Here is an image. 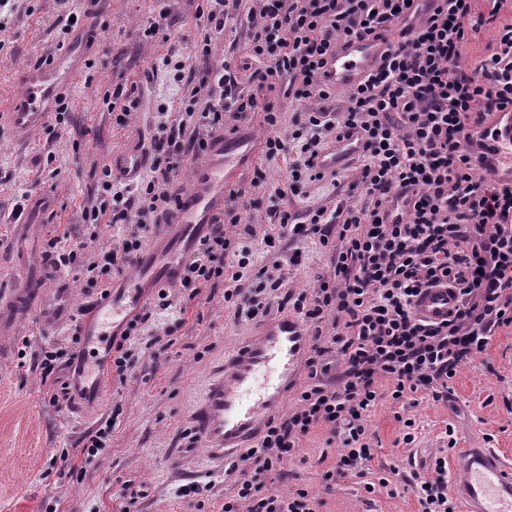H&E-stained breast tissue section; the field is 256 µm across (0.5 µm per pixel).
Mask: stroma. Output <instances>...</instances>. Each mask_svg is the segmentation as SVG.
Instances as JSON below:
<instances>
[{"instance_id":"35a3bbf8","label":"stroma","mask_w":512,"mask_h":512,"mask_svg":"<svg viewBox=\"0 0 512 512\" xmlns=\"http://www.w3.org/2000/svg\"><path fill=\"white\" fill-rule=\"evenodd\" d=\"M249 8L242 0L216 39L245 95L252 91L243 67L249 55ZM86 9L85 0H17L14 12L0 14V101L17 97L25 71L57 44L70 42L55 20L72 12L84 15ZM162 14L167 28L145 36ZM94 26L93 42L76 47L87 67L63 92L64 123L49 121L20 138L0 121V294L20 285L13 249L17 207L40 192L52 196L54 207L42 218L41 252H48L63 231L76 242L88 236L93 227L83 223L81 211L102 164L129 138L150 137L157 106L180 112L183 88L164 60L173 53L194 55L208 23L189 0H101ZM119 87L132 93L123 126L106 104L107 94ZM288 167V159L261 155L241 175L235 208L253 229L244 239L253 257L241 287H252L262 267L278 262L281 294H298L330 264L329 249L316 237H278L273 211L280 207L298 214L317 204L336 209L348 200L351 172L339 170L332 183L302 182L294 188L287 182ZM269 234L276 238L271 247L263 242ZM224 291L221 279L190 289L177 286L171 308L149 291L144 308L152 317L131 347V374L121 383L102 369L104 397L91 414L68 401L50 402L72 375L61 353L71 330L47 327L36 316L20 324L11 348L22 349V339H29L27 354L0 365V512H224L234 480L199 475L202 449L189 426L196 392L223 364L225 352L257 326L225 302ZM44 350L58 353L48 376L40 366ZM404 416L417 426L410 445L400 442ZM368 425L374 451L362 476L325 481L340 448L322 425L303 438L298 457L274 476L272 490L306 489L319 501V512H419L412 487L392 492L379 487L378 478L394 469L410 474L415 457L428 461L443 448L452 461L460 449L482 445L512 456V334L495 336L484 353L463 365L447 399L422 395L404 404L385 393ZM105 426L111 435L94 462L84 464L80 441ZM450 426L457 441L453 449L445 437ZM368 482L375 483L374 492L365 491Z\"/></svg>"}]
</instances>
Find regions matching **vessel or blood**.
<instances>
[{
  "label": "vessel or blood",
  "instance_id": "b4317fda",
  "mask_svg": "<svg viewBox=\"0 0 512 512\" xmlns=\"http://www.w3.org/2000/svg\"><path fill=\"white\" fill-rule=\"evenodd\" d=\"M389 49V40L382 37L352 39L327 58L321 78L336 89H351L382 62ZM80 71L75 50L69 46L28 68L22 92L9 107L15 132L26 136L41 128L53 102ZM487 128L498 150L497 175L512 182V111L494 112ZM356 150L351 138L331 143L323 150L320 163L331 171L339 169ZM259 152L256 137L249 134L212 137L205 156L193 168L180 208L136 255L134 272L80 316L75 313L64 275L55 264L42 259L37 248L42 217L52 209L53 199L45 194L31 196L26 218L14 233L24 283L0 297V359L19 324L32 316L51 326L78 320L82 344L75 358L79 370L70 380L71 395L83 404L98 403L104 381L89 365L91 353L106 348L110 336L127 325L132 309L144 303L146 289L179 284L184 258L212 225L223 219L227 192L238 186L242 172ZM108 165L113 176L133 184L149 167L150 156L134 137L113 152ZM456 303L453 289L426 288L416 297L414 308L420 318L438 322L447 318ZM308 349L304 323L294 314L282 312L262 321L241 346L225 353L223 364L197 396L190 414L191 428L205 449L206 471L223 470L227 459L257 445L268 417L296 381ZM452 479L466 512H512V458L496 449H465Z\"/></svg>",
  "mask_w": 512,
  "mask_h": 512
}]
</instances>
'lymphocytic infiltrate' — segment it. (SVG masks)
<instances>
[{
	"label": "lymphocytic infiltrate",
	"instance_id": "f902f5d3",
	"mask_svg": "<svg viewBox=\"0 0 512 512\" xmlns=\"http://www.w3.org/2000/svg\"><path fill=\"white\" fill-rule=\"evenodd\" d=\"M207 2L209 28L199 54L173 64L185 87L184 115L173 132L159 122L151 141L152 149L168 148L166 165H154L152 177L131 194L102 168L96 197L82 211L94 233L68 249L58 237L51 247L57 263L82 264L91 273L99 265L84 260L89 243L121 227L102 266L123 272L180 203L170 187L174 171L185 158L200 159L213 133L238 131L256 109L265 112L267 157L292 156L297 182L323 180L318 154L356 134L359 165L348 190L363 203L332 212L310 208L300 220L290 212L280 216L281 231L315 236L331 248V266L291 307L312 330L307 381L294 409L271 416L260 446L241 456L237 493L224 503V512H316L306 489L278 495L267 485L303 437L329 426L342 451L325 479L351 475L371 458L367 417L382 384L397 401L422 392L442 399L458 369L512 329V182L490 173L478 139L490 113L512 109V22L499 26L471 66L469 44L506 0H489L486 15L474 0H253L249 42L259 66L249 79L261 90L281 85L283 98L301 105L287 136L275 105L233 95L228 66L211 63L214 39L239 0ZM389 32L390 52L337 111L335 90L320 79L327 57L340 41ZM239 222L235 209H225L223 223L185 258L180 285L230 277L225 302L261 319L280 277L263 268L254 288H240L248 252L228 232ZM440 286L455 289L454 312L438 323L421 320L415 297ZM408 483L420 512H455L447 456L435 457L428 472L412 473Z\"/></svg>",
	"mask_w": 512,
	"mask_h": 512
}]
</instances>
